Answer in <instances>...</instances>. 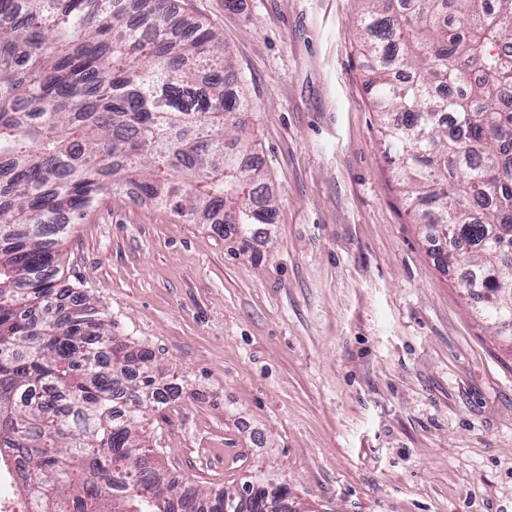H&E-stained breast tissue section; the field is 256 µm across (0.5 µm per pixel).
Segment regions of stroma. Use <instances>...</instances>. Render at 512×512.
Returning a JSON list of instances; mask_svg holds the SVG:
<instances>
[{"mask_svg":"<svg viewBox=\"0 0 512 512\" xmlns=\"http://www.w3.org/2000/svg\"><path fill=\"white\" fill-rule=\"evenodd\" d=\"M224 33L276 214L239 251L129 190L75 225L64 275L182 389L157 460L298 512H512V340L438 263L388 162L355 0H173Z\"/></svg>","mask_w":512,"mask_h":512,"instance_id":"35a3bbf8","label":"stroma"}]
</instances>
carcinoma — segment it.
Returning a JSON list of instances; mask_svg holds the SVG:
<instances>
[{"label": "carcinoma", "instance_id": "cac0c4a2", "mask_svg": "<svg viewBox=\"0 0 512 512\" xmlns=\"http://www.w3.org/2000/svg\"><path fill=\"white\" fill-rule=\"evenodd\" d=\"M366 90L405 199L498 336L512 324V0H358ZM462 21L455 27L451 18ZM223 35L171 0H0V449L42 512H239L147 467L179 386L61 279L72 225L127 184L250 248L263 173L226 142L251 105Z\"/></svg>", "mask_w": 512, "mask_h": 512}]
</instances>
